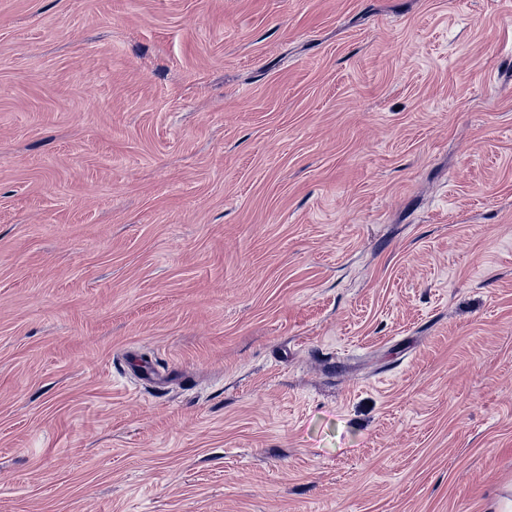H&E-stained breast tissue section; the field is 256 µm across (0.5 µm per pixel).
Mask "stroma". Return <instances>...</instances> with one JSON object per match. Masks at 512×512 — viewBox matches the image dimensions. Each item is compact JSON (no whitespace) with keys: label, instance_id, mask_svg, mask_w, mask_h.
Returning a JSON list of instances; mask_svg holds the SVG:
<instances>
[{"label":"stroma","instance_id":"obj_1","mask_svg":"<svg viewBox=\"0 0 512 512\" xmlns=\"http://www.w3.org/2000/svg\"><path fill=\"white\" fill-rule=\"evenodd\" d=\"M512 499V0H0V512Z\"/></svg>","mask_w":512,"mask_h":512}]
</instances>
